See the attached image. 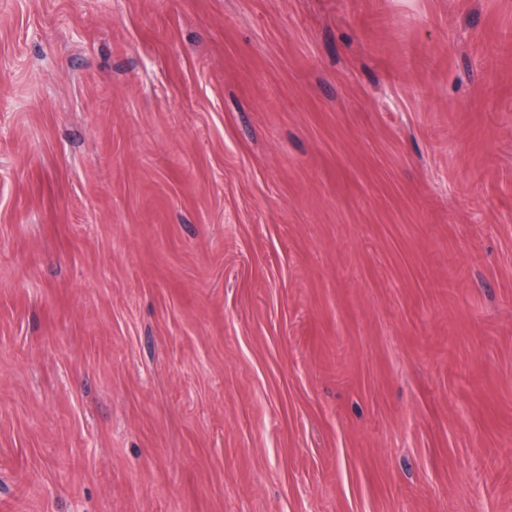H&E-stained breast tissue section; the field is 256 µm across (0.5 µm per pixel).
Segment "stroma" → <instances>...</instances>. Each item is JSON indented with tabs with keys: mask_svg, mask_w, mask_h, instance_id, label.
<instances>
[{
	"mask_svg": "<svg viewBox=\"0 0 512 512\" xmlns=\"http://www.w3.org/2000/svg\"><path fill=\"white\" fill-rule=\"evenodd\" d=\"M0 512H512V0H0Z\"/></svg>",
	"mask_w": 512,
	"mask_h": 512,
	"instance_id": "stroma-1",
	"label": "stroma"
}]
</instances>
